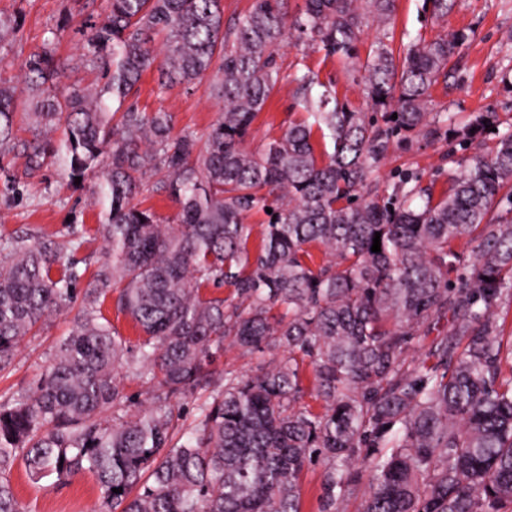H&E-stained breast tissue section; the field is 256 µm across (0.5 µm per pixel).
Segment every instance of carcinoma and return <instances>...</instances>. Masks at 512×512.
<instances>
[{
    "mask_svg": "<svg viewBox=\"0 0 512 512\" xmlns=\"http://www.w3.org/2000/svg\"><path fill=\"white\" fill-rule=\"evenodd\" d=\"M106 2L84 23L95 87L58 95L50 43L26 59L28 138L0 74V176L17 183V160L29 177L55 166L72 184L101 170L107 244L44 371L0 399V512H23L7 479L17 461L34 480L95 473L94 512H302L301 476L319 461V512L356 498L358 512H512V339L499 324L512 304V123L437 196L409 174L390 191L368 184L394 133L464 141L496 125L485 112L459 130L454 113L430 111L464 36L415 37L395 56L396 0H304L293 19L288 0H253L228 25L224 0ZM371 22L382 37L360 67L372 111L315 93L322 83L299 68L306 118L246 149L278 83L276 48L293 37L353 59ZM18 33L0 14V49ZM154 66L162 90L209 82L224 107L206 135L128 101ZM316 131L333 146L321 159ZM146 182L175 203L172 218L135 202ZM464 239L478 242L468 260ZM81 245L0 239V374L76 301L75 268L53 269ZM223 287L230 297L203 293ZM110 297L139 329L133 346L101 314ZM227 349L276 357L242 375L217 368ZM123 366L141 395L118 380ZM307 367L318 411L302 403ZM174 398L195 401L190 422Z\"/></svg>",
    "mask_w": 512,
    "mask_h": 512,
    "instance_id": "obj_1",
    "label": "carcinoma"
}]
</instances>
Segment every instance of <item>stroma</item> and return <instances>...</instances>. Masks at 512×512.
Listing matches in <instances>:
<instances>
[{
  "mask_svg": "<svg viewBox=\"0 0 512 512\" xmlns=\"http://www.w3.org/2000/svg\"><path fill=\"white\" fill-rule=\"evenodd\" d=\"M392 47L405 37L461 34L465 42L447 66L448 77L432 92L431 109L455 113L459 124H467L480 112L495 113L500 123L512 122V0H453L446 15L435 14L431 0H396ZM105 0H0V13L17 17L21 31L17 39L0 49V75H20L29 54L47 39H55L58 58L66 74L59 92L71 86H92L97 71L82 55L83 23L100 17ZM280 81L267 106L255 120L245 146L261 149L278 138L293 122L305 117L304 109L292 95L297 63H305L319 82L335 89L339 100L351 108L370 111L371 106L358 65L325 54L315 45L284 41L276 50ZM139 108L148 112H171L177 130L204 134L223 104L215 98L208 82L192 90L177 87L159 91L156 70L143 74L135 96ZM494 138L485 133L466 145L440 138L402 136L393 139L386 157L370 176L372 184L394 183L398 173L418 177L421 185L442 188L449 170L457 168L463 156L488 149ZM99 173L86 176L82 186H71L60 170L51 168L28 179L14 200L0 197V238L30 235L63 238L75 232L83 241L72 259L80 275L79 288H87L93 270L106 258L101 206L93 193ZM72 311L52 316L39 335L26 337L15 360V368L0 376V396H9L28 386L47 365L56 342L66 336ZM8 478L25 512H92L101 490L96 476L88 471L60 482L49 476L34 482L23 464H15Z\"/></svg>",
  "mask_w": 512,
  "mask_h": 512,
  "instance_id": "obj_1",
  "label": "stroma"
}]
</instances>
